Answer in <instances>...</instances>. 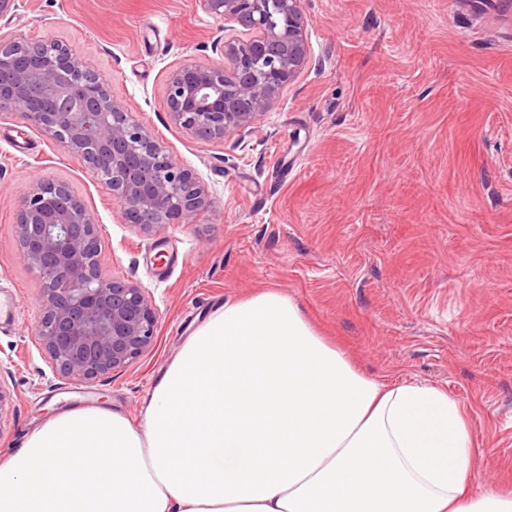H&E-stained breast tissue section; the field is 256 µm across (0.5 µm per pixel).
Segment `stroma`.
I'll return each instance as SVG.
<instances>
[{
  "label": "stroma",
  "instance_id": "35a3bbf8",
  "mask_svg": "<svg viewBox=\"0 0 512 512\" xmlns=\"http://www.w3.org/2000/svg\"><path fill=\"white\" fill-rule=\"evenodd\" d=\"M309 62L243 137L171 119L166 75L207 63L219 21L197 0H18L5 32L68 44L213 200L145 232L82 161L0 115V363L11 404L0 462L55 412L105 405L132 422L161 368L229 296L275 289L366 376L437 387L483 443L477 487L512 491V0H304ZM61 180L99 230L98 260L148 288L155 347L111 378L71 382L33 333L40 283L15 214Z\"/></svg>",
  "mask_w": 512,
  "mask_h": 512
}]
</instances>
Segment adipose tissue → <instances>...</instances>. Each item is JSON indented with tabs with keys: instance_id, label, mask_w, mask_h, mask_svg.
<instances>
[{
	"instance_id": "obj_1",
	"label": "adipose tissue",
	"mask_w": 512,
	"mask_h": 512,
	"mask_svg": "<svg viewBox=\"0 0 512 512\" xmlns=\"http://www.w3.org/2000/svg\"><path fill=\"white\" fill-rule=\"evenodd\" d=\"M476 451L447 392L368 378L266 290L195 328L140 424L75 406L31 431L0 512H512Z\"/></svg>"
}]
</instances>
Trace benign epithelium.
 Here are the masks:
<instances>
[{"label": "benign epithelium", "instance_id": "1", "mask_svg": "<svg viewBox=\"0 0 512 512\" xmlns=\"http://www.w3.org/2000/svg\"><path fill=\"white\" fill-rule=\"evenodd\" d=\"M224 21L208 65L184 63L166 80L172 120L204 140L252 126L308 62L302 0H198ZM285 53L271 54L273 46ZM81 157L129 223L144 231L192 224L211 204L204 185L112 96L110 84L56 41L0 37V113ZM19 255L41 283L34 335L63 379L93 382L155 343L148 289L110 278L98 262L96 223L63 182L34 181L16 211Z\"/></svg>", "mask_w": 512, "mask_h": 512}]
</instances>
